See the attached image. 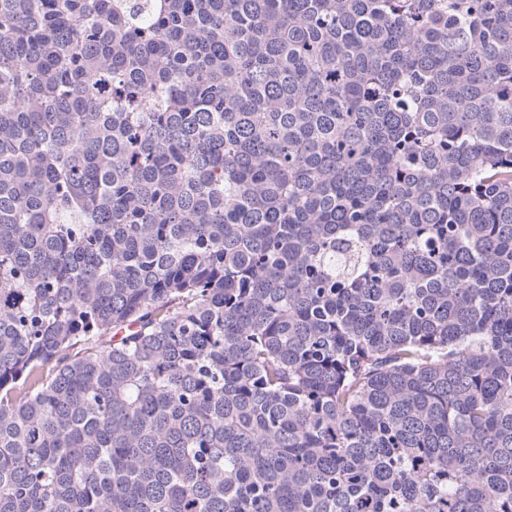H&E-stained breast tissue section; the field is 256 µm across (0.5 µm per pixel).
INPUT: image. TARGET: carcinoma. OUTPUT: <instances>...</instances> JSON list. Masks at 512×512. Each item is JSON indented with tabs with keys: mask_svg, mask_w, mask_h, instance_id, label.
I'll return each instance as SVG.
<instances>
[{
	"mask_svg": "<svg viewBox=\"0 0 512 512\" xmlns=\"http://www.w3.org/2000/svg\"><path fill=\"white\" fill-rule=\"evenodd\" d=\"M0 512H512V0H0Z\"/></svg>",
	"mask_w": 512,
	"mask_h": 512,
	"instance_id": "1",
	"label": "carcinoma"
}]
</instances>
